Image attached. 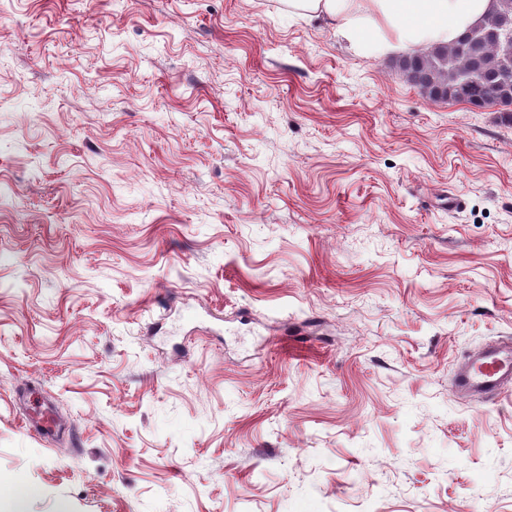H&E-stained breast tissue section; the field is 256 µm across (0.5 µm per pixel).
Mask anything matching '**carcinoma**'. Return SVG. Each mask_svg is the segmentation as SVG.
<instances>
[{"label":"carcinoma","instance_id":"cac0c4a2","mask_svg":"<svg viewBox=\"0 0 512 512\" xmlns=\"http://www.w3.org/2000/svg\"><path fill=\"white\" fill-rule=\"evenodd\" d=\"M512 25V0L456 41L417 50L396 59L399 76L434 101L500 107L512 119V73L505 70L501 32Z\"/></svg>","mask_w":512,"mask_h":512}]
</instances>
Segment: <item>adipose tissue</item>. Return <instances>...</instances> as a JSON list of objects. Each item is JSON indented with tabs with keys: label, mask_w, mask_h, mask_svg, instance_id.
Segmentation results:
<instances>
[{
	"label": "adipose tissue",
	"mask_w": 512,
	"mask_h": 512,
	"mask_svg": "<svg viewBox=\"0 0 512 512\" xmlns=\"http://www.w3.org/2000/svg\"><path fill=\"white\" fill-rule=\"evenodd\" d=\"M289 12L331 25L365 52L444 45L482 23L496 0H284Z\"/></svg>",
	"instance_id": "obj_1"
}]
</instances>
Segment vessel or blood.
<instances>
[{
	"mask_svg": "<svg viewBox=\"0 0 512 512\" xmlns=\"http://www.w3.org/2000/svg\"><path fill=\"white\" fill-rule=\"evenodd\" d=\"M512 381V343L488 345L470 354L454 373V390L461 397H497Z\"/></svg>",
	"mask_w": 512,
	"mask_h": 512,
	"instance_id": "obj_1",
	"label": "vessel or blood"
}]
</instances>
